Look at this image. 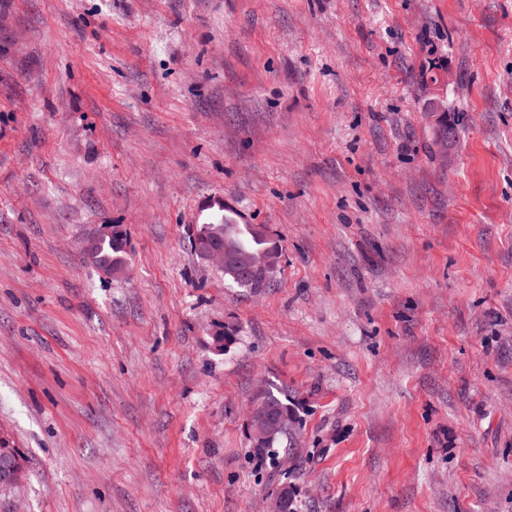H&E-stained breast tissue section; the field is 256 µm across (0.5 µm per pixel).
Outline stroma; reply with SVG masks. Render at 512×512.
Segmentation results:
<instances>
[{
	"instance_id": "35a3bbf8",
	"label": "stroma",
	"mask_w": 512,
	"mask_h": 512,
	"mask_svg": "<svg viewBox=\"0 0 512 512\" xmlns=\"http://www.w3.org/2000/svg\"><path fill=\"white\" fill-rule=\"evenodd\" d=\"M227 210L267 287L191 251ZM0 435V512H512V0H0ZM193 236L203 241L205 247H224L225 236L232 244L230 249L235 256V262L224 267L229 248L204 249L201 247L200 241ZM192 237L194 250L202 254L191 249L195 255L200 259L203 256L208 263L224 268V277L240 288H250L251 290L265 288L273 278L281 256V247L271 239L266 229L264 233L260 234L254 224H237L232 216L226 214L207 224L192 225L189 239ZM256 251H266L272 256V268L260 270L268 268L271 261L264 252H259L251 255L249 261L241 269L248 256ZM240 269L242 277H248V274H251L248 278H242ZM92 264L111 276L126 268L128 263V233L120 224H113L110 234L94 238L85 249ZM253 398L254 399L252 400L254 405L262 407L267 414H271L265 415L261 412H258V408L255 406H250L249 416H257L263 422L262 426L255 433L256 439L258 442L266 440L269 441L260 443L258 445L254 444V441L251 438V433L258 427V421L255 418H252L250 422L248 419L246 424L249 445L252 454L255 457L261 460L268 459L270 462H274V460L278 457V448H280L284 442H286L285 447L288 446V448H294V446H292L294 445V440L292 436L288 437V433L297 434L298 423L294 417H288V414L296 416L299 420L295 410L296 407L293 403L291 393L288 392L287 387L266 386L263 390V393H257ZM278 416H282L288 419V424L283 418ZM287 430L288 432L283 433ZM280 433L283 434L274 439Z\"/></svg>"
}]
</instances>
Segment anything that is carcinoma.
I'll list each match as a JSON object with an SVG mask.
<instances>
[{
    "mask_svg": "<svg viewBox=\"0 0 512 512\" xmlns=\"http://www.w3.org/2000/svg\"><path fill=\"white\" fill-rule=\"evenodd\" d=\"M190 234L203 241L206 247H222L224 239L231 242V251L235 262L224 267V277L240 288L257 290L266 287L274 276L281 256V247L273 241L268 233H259L253 224H239L235 219L226 215L207 224H195L190 228ZM256 251H266L273 258V267L267 270L253 272L247 278L240 277V269L248 256ZM86 254L92 264L110 276L126 268L128 263V233L120 224L112 225V231L107 235L94 238L86 249ZM253 404L262 407L266 413L282 416L297 415L295 404L286 387L267 386L263 392L256 394ZM294 445L292 437L283 433L274 440L258 445L249 441L252 454L261 459L274 461L281 445ZM22 456L14 448L11 441L0 439V468L21 463Z\"/></svg>",
    "mask_w": 512,
    "mask_h": 512,
    "instance_id": "obj_1",
    "label": "carcinoma"
}]
</instances>
